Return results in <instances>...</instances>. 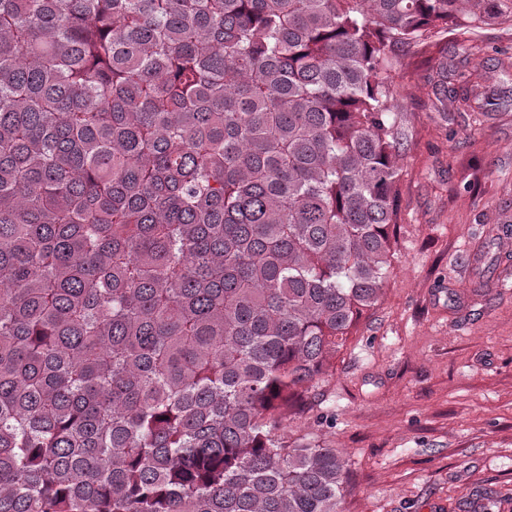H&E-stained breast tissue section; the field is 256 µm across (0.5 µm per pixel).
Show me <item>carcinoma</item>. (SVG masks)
Here are the masks:
<instances>
[{"mask_svg": "<svg viewBox=\"0 0 512 512\" xmlns=\"http://www.w3.org/2000/svg\"><path fill=\"white\" fill-rule=\"evenodd\" d=\"M512 0H0V512H340L285 422L393 257L395 52ZM463 59L438 111L492 112Z\"/></svg>", "mask_w": 512, "mask_h": 512, "instance_id": "1", "label": "carcinoma"}]
</instances>
